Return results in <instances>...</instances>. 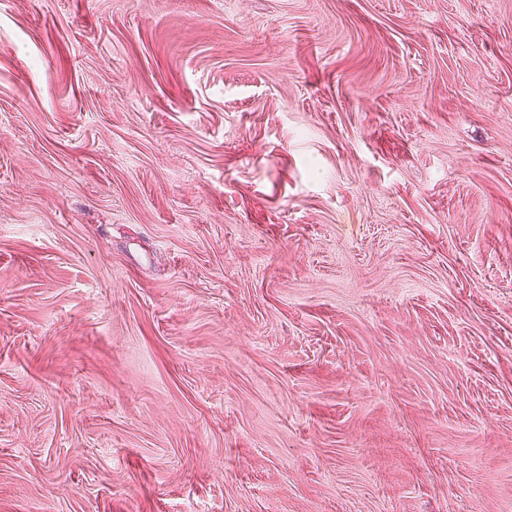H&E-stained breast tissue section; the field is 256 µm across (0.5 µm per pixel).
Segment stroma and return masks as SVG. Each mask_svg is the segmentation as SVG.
<instances>
[{
    "label": "stroma",
    "instance_id": "obj_1",
    "mask_svg": "<svg viewBox=\"0 0 512 512\" xmlns=\"http://www.w3.org/2000/svg\"><path fill=\"white\" fill-rule=\"evenodd\" d=\"M0 512H512V0H0Z\"/></svg>",
    "mask_w": 512,
    "mask_h": 512
}]
</instances>
